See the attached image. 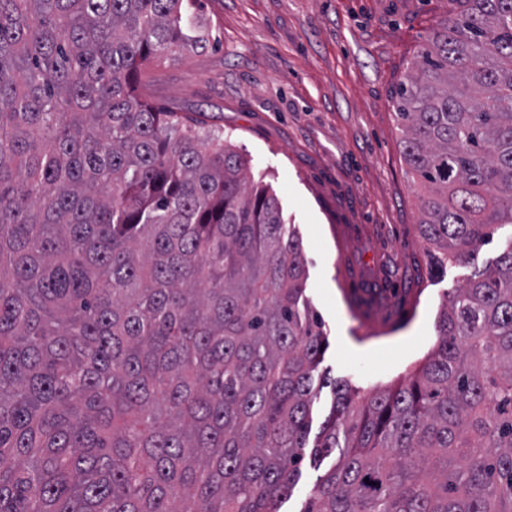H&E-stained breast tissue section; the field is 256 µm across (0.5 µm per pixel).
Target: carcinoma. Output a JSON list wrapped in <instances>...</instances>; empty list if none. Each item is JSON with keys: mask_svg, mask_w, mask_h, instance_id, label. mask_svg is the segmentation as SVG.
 Segmentation results:
<instances>
[{"mask_svg": "<svg viewBox=\"0 0 512 512\" xmlns=\"http://www.w3.org/2000/svg\"><path fill=\"white\" fill-rule=\"evenodd\" d=\"M393 93L437 269L512 226V0H449ZM195 0H0V512H279L327 343L302 240L222 135L140 93ZM436 348L331 383L304 512H512V243Z\"/></svg>", "mask_w": 512, "mask_h": 512, "instance_id": "obj_1", "label": "carcinoma"}]
</instances>
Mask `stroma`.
Returning a JSON list of instances; mask_svg holds the SVG:
<instances>
[{
  "label": "stroma",
  "mask_w": 512,
  "mask_h": 512,
  "mask_svg": "<svg viewBox=\"0 0 512 512\" xmlns=\"http://www.w3.org/2000/svg\"><path fill=\"white\" fill-rule=\"evenodd\" d=\"M448 0H196L206 47L165 62L157 107L202 114L265 176L308 267L306 296L333 379L393 387L431 353L439 305L501 253L502 227L431 271L392 93ZM338 454L306 455L280 512H302Z\"/></svg>",
  "instance_id": "stroma-1"
}]
</instances>
